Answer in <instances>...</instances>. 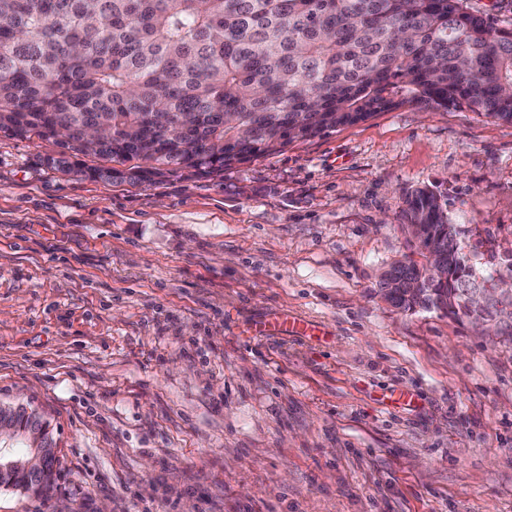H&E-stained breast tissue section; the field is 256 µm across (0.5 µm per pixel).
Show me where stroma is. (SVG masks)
I'll list each match as a JSON object with an SVG mask.
<instances>
[{
  "mask_svg": "<svg viewBox=\"0 0 512 512\" xmlns=\"http://www.w3.org/2000/svg\"><path fill=\"white\" fill-rule=\"evenodd\" d=\"M56 150L0 136V404L57 441L53 498L0 512H512V341L376 293L422 186L504 270L511 124L403 106L150 185Z\"/></svg>",
  "mask_w": 512,
  "mask_h": 512,
  "instance_id": "35a3bbf8",
  "label": "stroma"
}]
</instances>
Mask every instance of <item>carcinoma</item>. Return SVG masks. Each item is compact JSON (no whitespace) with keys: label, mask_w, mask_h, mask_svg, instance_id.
Returning <instances> with one entry per match:
<instances>
[{"label":"carcinoma","mask_w":512,"mask_h":512,"mask_svg":"<svg viewBox=\"0 0 512 512\" xmlns=\"http://www.w3.org/2000/svg\"><path fill=\"white\" fill-rule=\"evenodd\" d=\"M463 106L512 124V28L465 0H0V134L60 147L44 164L90 179L151 183L278 154L378 112ZM111 160L84 166L80 155ZM427 186L408 193L401 229L421 260L384 271L381 297L456 320L457 287L478 269ZM448 274L428 279L430 258ZM512 337V310H487ZM35 410L0 407L19 425ZM41 468L0 486L55 484Z\"/></svg>","instance_id":"1"}]
</instances>
